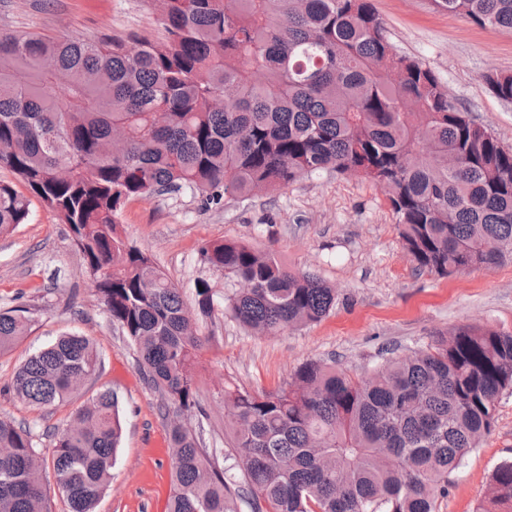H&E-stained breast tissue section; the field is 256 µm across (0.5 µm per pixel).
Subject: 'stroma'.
Instances as JSON below:
<instances>
[{"label":"stroma","mask_w":512,"mask_h":512,"mask_svg":"<svg viewBox=\"0 0 512 512\" xmlns=\"http://www.w3.org/2000/svg\"><path fill=\"white\" fill-rule=\"evenodd\" d=\"M371 3L395 51L430 68L462 109L512 148V104L495 97L484 80L491 71L512 72V32L478 27L435 9L432 0ZM1 29L57 38H154L162 27L152 0H0ZM119 222L189 304L199 277L224 285L199 259L202 244L220 239L272 253L289 269L312 272L336 289V306L325 318L270 335L251 334L220 308L200 320L207 338L198 369L202 411L187 423L206 448L216 450L224 470L232 465L225 384L272 392L309 360L361 371L379 364L382 349L414 348L458 325L512 330V261L446 277L419 271L402 247L383 192L356 175L317 172L273 193L228 197L211 207L185 188L129 200ZM17 306L26 308L31 326L13 349L0 353V419L30 426L46 462L42 481L50 512H70L50 464V432L63 430L76 408L101 390L118 397L122 435L95 512H164L175 407L150 387L129 340L109 319L68 226L36 197L25 224L0 236V310ZM67 334L89 338L100 364L70 401L32 408L15 395L14 376L28 356ZM510 460L512 394L505 393L495 403L492 433L451 475L436 512H474L493 471Z\"/></svg>","instance_id":"1"}]
</instances>
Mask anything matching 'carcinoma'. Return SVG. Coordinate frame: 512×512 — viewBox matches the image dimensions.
<instances>
[{"label": "carcinoma", "instance_id": "carcinoma-1", "mask_svg": "<svg viewBox=\"0 0 512 512\" xmlns=\"http://www.w3.org/2000/svg\"><path fill=\"white\" fill-rule=\"evenodd\" d=\"M162 37L0 33V167L68 225L112 321L148 382L176 406L166 512H239L237 494L181 419L199 409L205 338L195 306L117 217L133 198L188 187L204 205L284 188L332 170L377 184L418 270L448 275L512 260V150L474 122L433 71L396 53L370 0H153ZM480 27L512 31V0H434ZM512 103V74L492 72ZM29 201L0 182V235ZM200 260L232 286L222 306L254 335L312 323L336 289L236 241ZM28 332L0 311V353ZM84 337L29 356L14 378L36 409L68 401L96 371ZM512 390V331L464 325L366 373L318 361L275 392L224 386L234 468L252 512H435L449 476L494 427ZM53 435L70 512H94L116 462L118 399L78 407ZM0 512H49L29 427L0 420ZM476 512H512V461Z\"/></svg>", "mask_w": 512, "mask_h": 512}]
</instances>
